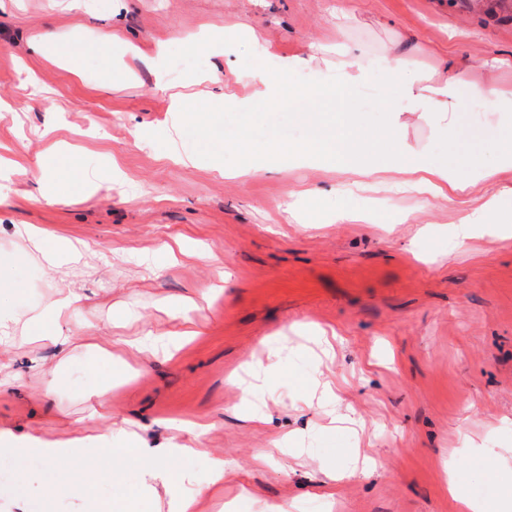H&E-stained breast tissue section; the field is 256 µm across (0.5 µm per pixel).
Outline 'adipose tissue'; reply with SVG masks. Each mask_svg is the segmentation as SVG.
Returning <instances> with one entry per match:
<instances>
[{
  "label": "adipose tissue",
  "mask_w": 512,
  "mask_h": 512,
  "mask_svg": "<svg viewBox=\"0 0 512 512\" xmlns=\"http://www.w3.org/2000/svg\"><path fill=\"white\" fill-rule=\"evenodd\" d=\"M485 64L474 61L469 65L470 79H462L460 73L451 71L447 76L431 79L425 76L395 82L377 135L392 143V150L373 151L367 129L362 119L354 113L341 115L338 130L328 131L333 142L331 152H324L320 140L301 146H285L293 162L317 167L327 158H334L339 171L360 178L365 182L377 181L382 173H406L407 187L420 192L440 195H455L464 192L469 181L463 168L435 167L424 150L406 141L407 116H415L424 122L432 137L451 141L457 133L458 116L455 103L467 95L480 100L485 111L512 112V88H505L480 75ZM389 76L392 71L388 62L370 57L356 45L345 46L336 61V73L332 81L320 75H312L313 92L325 96L340 93L343 99L370 87L373 72ZM512 223V208L503 206L501 193H494L486 203L459 217L457 239L466 241L474 237L478 226L484 224L507 225ZM5 452L18 458L36 456L47 466H55L64 458L79 459L86 455L81 440L56 442H32L25 445L5 443ZM187 447L175 444L168 448H145L137 441L124 440L110 449L105 459V470L114 484H121L127 470H135L139 476L138 487L118 498L99 500L78 493L77 512H152L158 492H165L173 503L175 512H193L194 496L185 494L184 487L190 483V474L177 469L174 461L187 454Z\"/></svg>",
  "instance_id": "adipose-tissue-1"
}]
</instances>
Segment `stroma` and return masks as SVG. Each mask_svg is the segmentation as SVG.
<instances>
[{"instance_id":"obj_1","label":"stroma","mask_w":512,"mask_h":512,"mask_svg":"<svg viewBox=\"0 0 512 512\" xmlns=\"http://www.w3.org/2000/svg\"><path fill=\"white\" fill-rule=\"evenodd\" d=\"M236 25L258 60L294 58L308 74L328 73L345 43L395 60L401 78L512 57V0H0V99L14 106L0 112V320L15 336L0 346V431L88 447L56 464L64 487L50 494L41 459L1 455L0 512H74L98 449L128 433L194 448L177 465L198 484L223 457L226 496L245 489L235 512H459L452 479L499 512L512 500V239L488 227L461 245L456 222L512 189V169L448 199L402 190L378 207L332 164L231 176L195 154L174 98H252L241 51L205 53L216 84L152 57ZM46 32L74 64L34 50ZM457 110L455 146L422 123L408 142L437 164H492L496 116L466 96ZM47 167L53 200L39 195ZM293 191L304 197L290 213ZM336 193L352 220L326 217ZM27 226L76 253L46 262ZM64 291L81 296L59 322L68 346L32 340L28 318ZM186 329L195 337L173 352L127 351V371L88 363V341ZM272 347L278 367L255 384L261 422L231 379L254 384L248 366Z\"/></svg>"}]
</instances>
